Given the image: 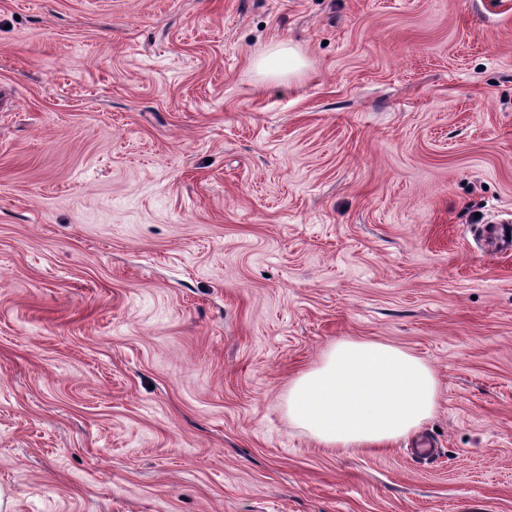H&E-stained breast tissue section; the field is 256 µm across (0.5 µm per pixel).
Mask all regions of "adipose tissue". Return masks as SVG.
Instances as JSON below:
<instances>
[{
	"instance_id": "1",
	"label": "adipose tissue",
	"mask_w": 512,
	"mask_h": 512,
	"mask_svg": "<svg viewBox=\"0 0 512 512\" xmlns=\"http://www.w3.org/2000/svg\"><path fill=\"white\" fill-rule=\"evenodd\" d=\"M433 369L385 343L342 338L288 383V418L327 448H376L416 433L434 414Z\"/></svg>"
}]
</instances>
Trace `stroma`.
I'll use <instances>...</instances> for the list:
<instances>
[{
	"instance_id": "stroma-1",
	"label": "stroma",
	"mask_w": 512,
	"mask_h": 512,
	"mask_svg": "<svg viewBox=\"0 0 512 512\" xmlns=\"http://www.w3.org/2000/svg\"><path fill=\"white\" fill-rule=\"evenodd\" d=\"M507 224L512 0H0L10 512H512ZM339 338L432 458L289 421ZM302 66L301 60L296 50L287 43H279L259 60L258 67L270 74L288 70L295 72Z\"/></svg>"
}]
</instances>
